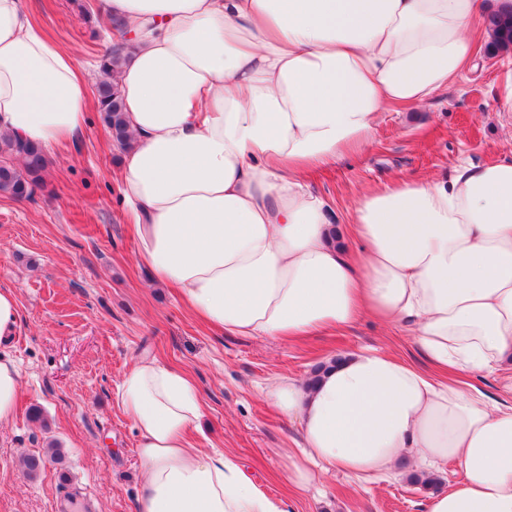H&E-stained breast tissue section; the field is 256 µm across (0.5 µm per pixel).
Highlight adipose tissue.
<instances>
[{"label": "adipose tissue", "mask_w": 512, "mask_h": 512, "mask_svg": "<svg viewBox=\"0 0 512 512\" xmlns=\"http://www.w3.org/2000/svg\"><path fill=\"white\" fill-rule=\"evenodd\" d=\"M122 24L118 74L134 144L119 179L140 261L237 336L294 338L369 314L466 374L512 358V158L360 193L352 254L309 171L362 152L381 112L424 104L470 67L512 0H99ZM75 56L0 0V134L75 141L88 107ZM298 422L285 480L335 470L462 473L428 512H512V403L373 348L264 393ZM117 407L133 424L142 512H288L228 452L191 447L203 416L183 370L137 360Z\"/></svg>", "instance_id": "ef3b65f1"}]
</instances>
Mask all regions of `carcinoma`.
I'll return each mask as SVG.
<instances>
[{
  "label": "carcinoma",
  "mask_w": 512,
  "mask_h": 512,
  "mask_svg": "<svg viewBox=\"0 0 512 512\" xmlns=\"http://www.w3.org/2000/svg\"><path fill=\"white\" fill-rule=\"evenodd\" d=\"M487 24L501 36V42L492 47V51H509L512 49V15L491 13ZM123 47L118 46L104 54L100 60L96 88L98 112L109 129L113 141L121 148L128 149L125 111L122 97L117 87L112 84V71L123 59ZM48 165L45 153L34 144L22 143L12 137H0V193L18 200H30L37 191L45 187L44 173ZM60 449L54 445L44 453L29 454L23 459L27 475L34 476L44 466L46 458H54Z\"/></svg>",
  "instance_id": "obj_1"
}]
</instances>
